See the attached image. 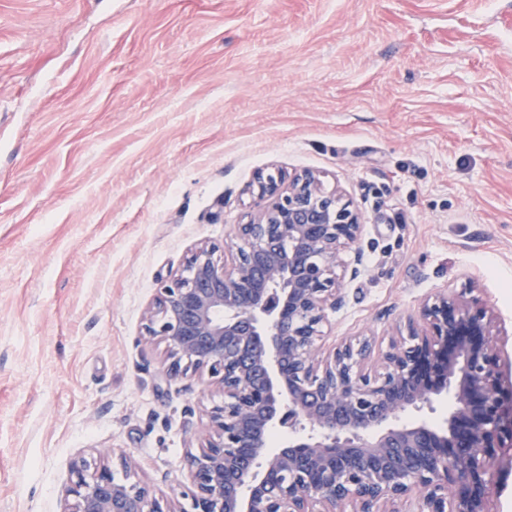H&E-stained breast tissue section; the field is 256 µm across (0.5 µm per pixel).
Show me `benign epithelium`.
Masks as SVG:
<instances>
[{
  "label": "benign epithelium",
  "mask_w": 512,
  "mask_h": 512,
  "mask_svg": "<svg viewBox=\"0 0 512 512\" xmlns=\"http://www.w3.org/2000/svg\"><path fill=\"white\" fill-rule=\"evenodd\" d=\"M257 210L217 247L196 246L145 315L175 378L208 376L209 411L187 482L164 498L130 482L132 460H81L66 512H489L495 451L512 447V382L502 383L493 317L471 278L425 298L407 335L317 346L345 276L364 269L361 216L342 191L304 171L261 172ZM448 415L424 417L442 398ZM286 428L288 446H270ZM188 504H183V501Z\"/></svg>",
  "instance_id": "obj_1"
}]
</instances>
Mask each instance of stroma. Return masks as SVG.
<instances>
[{
  "label": "stroma",
  "mask_w": 512,
  "mask_h": 512,
  "mask_svg": "<svg viewBox=\"0 0 512 512\" xmlns=\"http://www.w3.org/2000/svg\"><path fill=\"white\" fill-rule=\"evenodd\" d=\"M275 169L364 224L322 349L474 276L512 378V0H0V512H65L105 448L185 480L224 393L145 311Z\"/></svg>",
  "instance_id": "35a3bbf8"
}]
</instances>
